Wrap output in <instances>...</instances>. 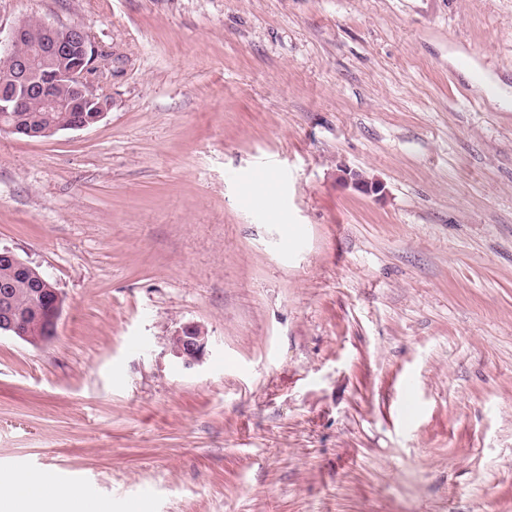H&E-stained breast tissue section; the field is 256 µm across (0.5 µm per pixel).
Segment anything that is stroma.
I'll use <instances>...</instances> for the list:
<instances>
[{
    "mask_svg": "<svg viewBox=\"0 0 512 512\" xmlns=\"http://www.w3.org/2000/svg\"><path fill=\"white\" fill-rule=\"evenodd\" d=\"M28 18L85 26L110 108L0 134V249L64 299L0 336V473L110 512H512V107L476 79L512 88V0H0ZM209 336L199 324L188 323L169 338L170 350L185 368L199 364L206 352Z\"/></svg>",
    "mask_w": 512,
    "mask_h": 512,
    "instance_id": "stroma-1",
    "label": "stroma"
}]
</instances>
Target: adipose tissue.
I'll list each match as a JSON object with an SVG mask.
<instances>
[{
    "mask_svg": "<svg viewBox=\"0 0 512 512\" xmlns=\"http://www.w3.org/2000/svg\"><path fill=\"white\" fill-rule=\"evenodd\" d=\"M94 507L59 492L49 473L0 476V512H93Z\"/></svg>",
    "mask_w": 512,
    "mask_h": 512,
    "instance_id": "1",
    "label": "adipose tissue"
}]
</instances>
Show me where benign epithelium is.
<instances>
[{"instance_id":"1","label":"benign epithelium","mask_w":512,"mask_h":512,"mask_svg":"<svg viewBox=\"0 0 512 512\" xmlns=\"http://www.w3.org/2000/svg\"><path fill=\"white\" fill-rule=\"evenodd\" d=\"M96 60L94 46L82 25L19 21L7 40L0 39V64L9 74V80L0 84V115L29 111L30 97L36 95L45 112H70L71 100L78 99L102 118L109 100L92 89ZM56 85L67 87L70 95L57 94ZM0 265L11 267L22 277L32 276L47 301L43 331L34 335L27 317L10 293L4 292L0 297V334L15 336L33 346L45 343L56 334L63 308L61 293L42 272L9 249L0 250ZM208 341L204 327L188 323L170 336L169 345L181 364L192 368L202 361Z\"/></svg>"}]
</instances>
